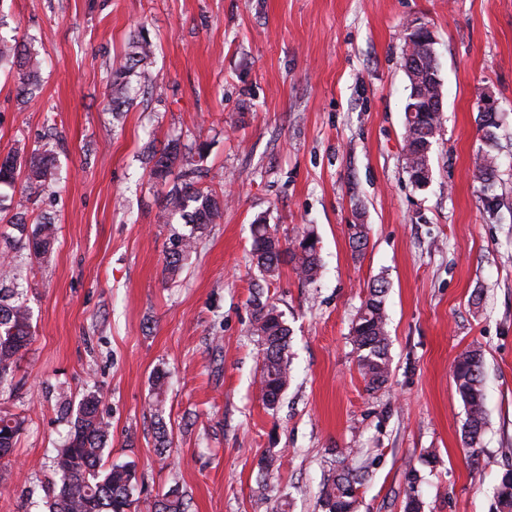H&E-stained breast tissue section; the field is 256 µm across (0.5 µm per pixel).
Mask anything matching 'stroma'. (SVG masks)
<instances>
[{"mask_svg":"<svg viewBox=\"0 0 512 512\" xmlns=\"http://www.w3.org/2000/svg\"><path fill=\"white\" fill-rule=\"evenodd\" d=\"M435 36L443 81L431 181L416 187L402 143L408 23ZM156 45L137 68L129 110L107 107V72L131 37ZM0 35L45 60L37 102L0 70V155L50 149L59 179L27 203L54 249H22L0 212V254L14 259L33 340L0 407L24 417L0 462V512H45L53 459L69 431L61 396L98 392L110 425L105 464L131 463L140 506L179 486L193 512H320L338 448L368 467L359 512H401L418 471L424 512H494L512 469V0H0ZM500 109L492 188L474 171L478 101ZM206 142L203 184L228 194L177 278L164 257L188 232L163 209L147 147ZM319 239L311 285L289 265L266 279L252 226ZM369 225L354 255L349 227ZM384 280L391 375L369 391L350 341L368 284ZM262 284L292 330L293 374L276 411L255 384L249 304ZM485 355L480 456L463 440L455 390L463 351ZM169 374L158 453L151 377ZM277 462L265 497L261 456Z\"/></svg>","mask_w":512,"mask_h":512,"instance_id":"35a3bbf8","label":"stroma"}]
</instances>
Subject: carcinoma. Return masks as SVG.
Masks as SVG:
<instances>
[{
    "mask_svg": "<svg viewBox=\"0 0 512 512\" xmlns=\"http://www.w3.org/2000/svg\"><path fill=\"white\" fill-rule=\"evenodd\" d=\"M153 55L149 37L138 34L130 43L129 52L119 63L110 67L108 83L109 105L120 112L130 100L129 76ZM16 64L19 67L18 95L32 102L38 98L41 81L42 59L29 48L18 50L16 44L0 38V65ZM443 114L412 112L407 116L403 151L406 169L411 177L430 167V145L439 136ZM150 175L161 183H172L165 197L164 209L168 214L180 216L185 223L200 228L215 224L224 211V196L196 185L191 169L189 152L178 140H169L159 150L148 147ZM28 171L22 198L16 202V212L11 219L25 233L22 241L29 252L44 257L52 250L55 235L51 223L39 224L27 233L24 198L45 190L57 178L52 154L37 150L27 154L17 148L5 155L0 162V186L15 187L21 168ZM497 158L489 150H481L475 157V169L484 178L494 174ZM353 248L360 252L368 244V228L364 224L350 225ZM193 234L177 235L172 248L165 256V271L171 277L178 275L185 260L196 249ZM316 236L307 232L294 241L283 244L276 230L263 222L253 225L251 253L259 272L275 276L279 267L290 264L301 279L314 283L320 273V256ZM387 287L382 280H375L367 288L365 300L351 327V341L356 353L357 369L369 389L383 386L390 376L388 356L387 317L385 297ZM254 320L252 335L257 337L260 357L259 395L268 410H275L288 387L291 374L290 329L283 315L258 293L250 301ZM32 339L30 308L22 293L13 289L4 294L0 289V386L8 382L18 360ZM484 356L477 349L461 353L455 362L453 377L457 392L463 401L467 419L464 441L472 455L480 453V440L485 427L483 388ZM167 374L158 372L152 379L155 440L160 452L171 447L172 440L164 418ZM99 397L94 393L84 396L74 405L63 400V409L70 418L71 429L67 443L57 450L53 467L57 480L51 489L48 512H136L139 499L134 497L135 470L128 464L103 463L104 451L110 431L99 414ZM24 419L7 411L0 412V460L10 455L23 428ZM275 463V457L265 456L258 462V490L263 491ZM511 482L500 481L496 488L497 512H512ZM365 480L363 465L352 448L337 451L335 465L323 479L320 506L323 512H357L361 487ZM420 477H408L402 501V512H422L423 502L418 494ZM150 512H190V502L185 493L174 486L163 493L150 506Z\"/></svg>",
    "mask_w": 512,
    "mask_h": 512,
    "instance_id": "1",
    "label": "carcinoma"
}]
</instances>
